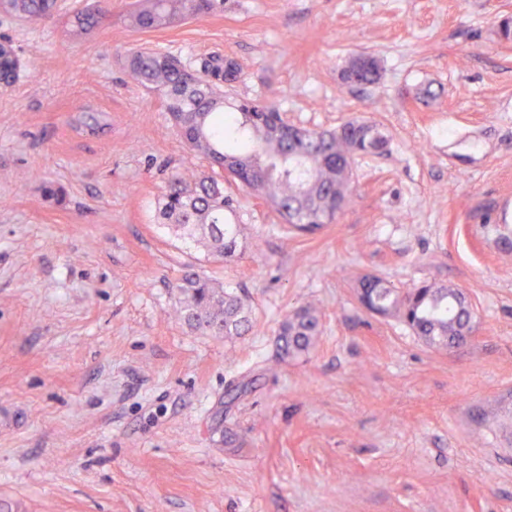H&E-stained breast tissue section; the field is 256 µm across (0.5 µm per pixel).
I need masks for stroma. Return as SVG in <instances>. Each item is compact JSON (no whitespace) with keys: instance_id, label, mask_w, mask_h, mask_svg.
<instances>
[{"instance_id":"35a3bbf8","label":"stroma","mask_w":512,"mask_h":512,"mask_svg":"<svg viewBox=\"0 0 512 512\" xmlns=\"http://www.w3.org/2000/svg\"><path fill=\"white\" fill-rule=\"evenodd\" d=\"M109 0V28L0 20L25 67L0 88V502L12 512H512V248L480 229L512 195V0H224L150 32ZM146 46L190 67L242 69L230 99L288 123H382L352 164L351 202L290 232L239 183L236 257L217 264L157 219L190 153L119 59ZM359 54L380 79L347 85ZM104 125L77 132L78 109ZM63 187L54 203L43 182ZM241 294L250 325L190 332L182 269ZM463 289L458 348L369 313L358 281ZM321 314L316 346L283 356L280 323Z\"/></svg>"}]
</instances>
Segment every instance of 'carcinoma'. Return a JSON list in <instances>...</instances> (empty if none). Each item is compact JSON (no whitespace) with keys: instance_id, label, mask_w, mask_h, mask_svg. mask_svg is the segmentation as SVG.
Returning <instances> with one entry per match:
<instances>
[{"instance_id":"cac0c4a2","label":"carcinoma","mask_w":512,"mask_h":512,"mask_svg":"<svg viewBox=\"0 0 512 512\" xmlns=\"http://www.w3.org/2000/svg\"><path fill=\"white\" fill-rule=\"evenodd\" d=\"M224 0H136L126 16L136 32H150L186 20H199ZM57 0H0V16L31 27L58 14ZM106 6L88 4L73 12L71 33L88 34L110 24ZM223 56H211L196 70L180 59L152 49L126 53L124 66L141 86L155 93L172 120L181 141L210 164L228 160L241 168L242 185L272 204L284 223L298 231L315 232L336 221V206L348 205L351 155L361 150L382 154L390 143L385 127L351 119L333 130H309L291 139L281 130L278 110L262 102L240 101L224 115ZM22 68L11 38L0 36V71L14 84ZM357 68L351 62L348 70ZM359 69V68H357ZM374 60L358 72L361 84L377 81ZM234 199L224 194V182L214 176L186 177L175 173L159 199L158 216L175 236L202 247L219 261L237 248L239 225L231 223ZM179 317L193 333L231 339L249 328L243 300L224 292L222 283L194 270L174 284ZM360 301L385 317L409 327L425 344L449 349L463 340L471 321V304L453 286L424 284L401 291L374 277L360 281ZM320 335L315 309L301 306L282 321L278 332L281 352L289 357L309 353Z\"/></svg>"}]
</instances>
